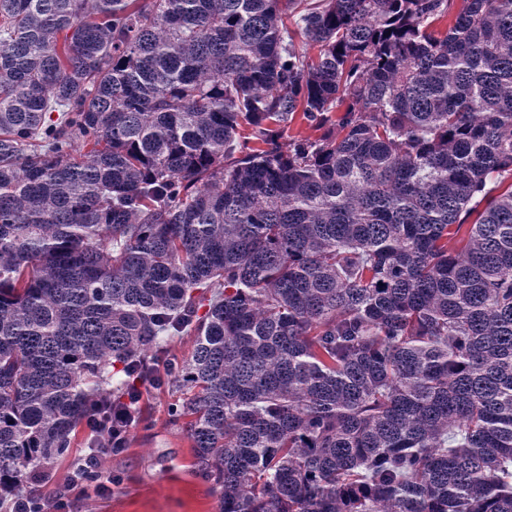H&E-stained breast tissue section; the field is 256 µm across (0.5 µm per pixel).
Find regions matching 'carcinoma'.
<instances>
[{"label":"carcinoma","mask_w":512,"mask_h":512,"mask_svg":"<svg viewBox=\"0 0 512 512\" xmlns=\"http://www.w3.org/2000/svg\"><path fill=\"white\" fill-rule=\"evenodd\" d=\"M450 2L0 0V512L143 384L219 512H512V0ZM325 131L326 128H317L306 120H303L301 115L298 114L296 119L288 126V130L284 133L280 142L286 150L294 139L316 140L319 139Z\"/></svg>","instance_id":"cac0c4a2"}]
</instances>
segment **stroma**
<instances>
[{
  "instance_id": "1",
  "label": "stroma",
  "mask_w": 512,
  "mask_h": 512,
  "mask_svg": "<svg viewBox=\"0 0 512 512\" xmlns=\"http://www.w3.org/2000/svg\"><path fill=\"white\" fill-rule=\"evenodd\" d=\"M166 389L144 387L143 419L131 429L124 451L106 456L111 492L72 490L71 512H218L212 484L196 464L183 423L171 421Z\"/></svg>"
}]
</instances>
